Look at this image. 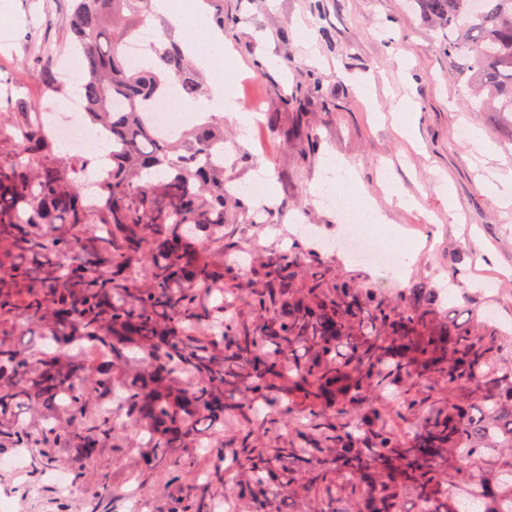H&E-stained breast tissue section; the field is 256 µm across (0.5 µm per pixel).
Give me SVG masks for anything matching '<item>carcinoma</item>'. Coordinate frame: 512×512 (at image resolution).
<instances>
[{"label": "carcinoma", "mask_w": 512, "mask_h": 512, "mask_svg": "<svg viewBox=\"0 0 512 512\" xmlns=\"http://www.w3.org/2000/svg\"><path fill=\"white\" fill-rule=\"evenodd\" d=\"M71 2L84 121L111 130L112 161L60 154L46 113L0 97V449L128 454L151 512H512V333L491 313L434 323L460 270L388 300L294 237L249 287L226 278L246 195L205 159L224 124L165 137L150 118L173 84L200 98L198 66L170 34L155 64L126 58L147 0ZM413 3L478 108L512 113V0ZM24 38L60 91L40 31ZM416 380L448 390L429 408ZM391 388L393 420L371 405ZM97 483L123 491L108 470Z\"/></svg>", "instance_id": "carcinoma-1"}]
</instances>
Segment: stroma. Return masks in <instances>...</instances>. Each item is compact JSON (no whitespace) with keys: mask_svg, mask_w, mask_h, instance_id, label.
I'll list each match as a JSON object with an SVG mask.
<instances>
[{"mask_svg":"<svg viewBox=\"0 0 512 512\" xmlns=\"http://www.w3.org/2000/svg\"><path fill=\"white\" fill-rule=\"evenodd\" d=\"M209 19L224 23V45L234 65L224 74L203 67L202 101L214 102L224 121V180L249 181L257 166L268 169L269 192L277 204L274 225L256 224L251 212L225 225L244 252L224 265L240 282L250 280L258 259L283 247L298 224L333 241L347 226L335 208L318 200L322 160L332 154L356 175L363 191L387 221L408 227L421 246L401 277L343 253L326 252L333 275L354 279L385 296L415 282H438L451 268L462 278L493 288L484 306L512 323V204L490 188L512 171V120L499 112H476L468 88L456 81L442 49L444 32L406 0H204ZM0 77L22 81L38 108L64 112L69 101L42 91L24 40L27 26L39 28L56 60H63L71 0H0ZM318 82L301 112L286 108L295 89ZM276 122L241 127L232 119L251 102ZM303 124L317 138L305 148L284 136ZM470 137L457 139L459 128ZM462 219L454 221L450 213ZM76 486L62 495L43 467L17 475L0 469V486L17 489L14 512H133L129 499L98 498L92 475L106 469L135 482L130 461L112 456L84 465L81 473L56 460Z\"/></svg>","mask_w":512,"mask_h":512,"instance_id":"1","label":"stroma"}]
</instances>
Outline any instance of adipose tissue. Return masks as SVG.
Instances as JSON below:
<instances>
[{"mask_svg": "<svg viewBox=\"0 0 512 512\" xmlns=\"http://www.w3.org/2000/svg\"><path fill=\"white\" fill-rule=\"evenodd\" d=\"M155 9L168 17L191 47L210 52L211 68L217 72L221 71L223 67L221 58L211 52L213 44L219 40L218 33L200 9L197 0H155ZM324 170L326 177L319 186L321 194L340 193L353 209L361 211L366 217V223L376 245L388 246L401 243L399 229L390 226L372 198L358 190L344 164L330 157L324 161Z\"/></svg>", "mask_w": 512, "mask_h": 512, "instance_id": "obj_1", "label": "adipose tissue"}]
</instances>
